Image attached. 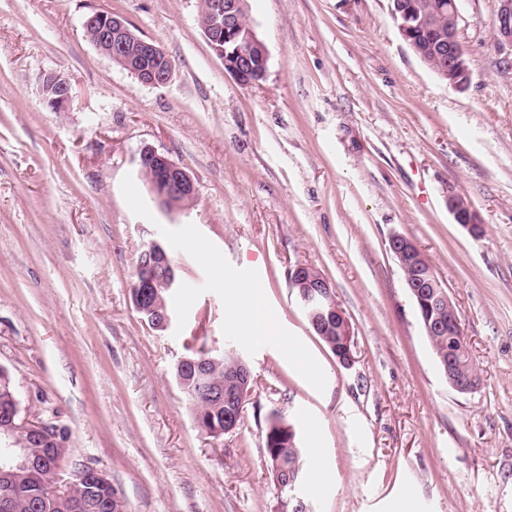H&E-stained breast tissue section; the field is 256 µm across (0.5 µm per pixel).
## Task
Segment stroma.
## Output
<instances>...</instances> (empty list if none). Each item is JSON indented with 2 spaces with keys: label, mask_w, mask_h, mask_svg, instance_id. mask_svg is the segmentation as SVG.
Returning a JSON list of instances; mask_svg holds the SVG:
<instances>
[{
  "label": "stroma",
  "mask_w": 512,
  "mask_h": 512,
  "mask_svg": "<svg viewBox=\"0 0 512 512\" xmlns=\"http://www.w3.org/2000/svg\"><path fill=\"white\" fill-rule=\"evenodd\" d=\"M202 0H0V367L22 415L67 434V472H105L127 512H275L271 415L320 450L313 512H512V57L491 45L495 0H462L466 90L402 39L389 0H249L265 79L224 70ZM125 18L172 60L140 83L84 32ZM71 87L53 109L43 81ZM150 146L196 181L160 209L137 175ZM465 196L483 222L450 215ZM414 240L460 318L480 384L441 374L392 234ZM169 246L180 286L158 332L132 300L136 259ZM304 263L333 286L355 362L341 367L288 286ZM254 290L271 334L228 322L225 279ZM317 369L309 379L284 343ZM226 350L254 382L243 421L214 440L173 368ZM446 202L448 211L453 216L455 223L466 229L470 235L476 236L474 225L483 223L470 202L454 192L448 194Z\"/></svg>",
  "instance_id": "35a3bbf8"
}]
</instances>
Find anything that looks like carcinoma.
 Segmentation results:
<instances>
[{"label":"carcinoma","mask_w":512,"mask_h":512,"mask_svg":"<svg viewBox=\"0 0 512 512\" xmlns=\"http://www.w3.org/2000/svg\"><path fill=\"white\" fill-rule=\"evenodd\" d=\"M424 12L434 16L437 30L448 32V18L435 15L442 0H414ZM441 373L453 370L456 375L479 383V375L469 355L462 352L465 336L448 331L427 335ZM196 367L174 369V378H182L181 387L194 402L197 428L213 439L224 436L226 418L242 414L234 401H218L210 396L212 387L224 381V375L235 364L231 356L219 357V363L209 362L211 355L200 350L188 355ZM19 404L15 384L9 373L0 369V456L16 453L12 461L0 459V512H126L125 502L104 474L91 475L73 488L54 489L59 465L70 455L64 430L49 424L46 434L37 438L15 430L10 412ZM264 448L271 471L286 479L294 472L304 476L303 449L293 427L272 416L264 436Z\"/></svg>","instance_id":"1"}]
</instances>
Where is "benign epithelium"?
<instances>
[{
	"label": "benign epithelium",
	"mask_w": 512,
	"mask_h": 512,
	"mask_svg": "<svg viewBox=\"0 0 512 512\" xmlns=\"http://www.w3.org/2000/svg\"><path fill=\"white\" fill-rule=\"evenodd\" d=\"M459 2L448 0V36H439L433 42L429 54L417 45L414 38L416 28L429 24L428 17L419 16L411 4L403 11L402 21L396 22V25L404 41L425 63L439 75L448 78V85L463 90L471 81V71L461 35ZM496 2L493 44L500 52H512V0ZM207 12L209 21L203 27V33L212 50L224 61L225 71L243 85L257 83L255 74L264 76L267 72V48L252 26H241L240 0H212ZM84 27L87 32L96 29V48L108 58L118 61L142 84L161 86L171 81L173 69L167 66L168 56L164 50L156 43L135 34L122 17H105L96 12L85 20ZM43 90L51 94L49 104L57 109L67 105L71 97L70 85L55 75L45 77ZM136 163L140 176L147 182L153 199L160 207L172 210L197 197V186L192 176L154 148H142ZM447 206L455 223L470 235H475L474 225L481 223V219L470 202L453 192L448 194ZM390 243L401 260L422 253L412 239L401 234L392 235ZM160 256H165V248L157 241L145 244L139 252V280L135 284L138 292L135 298L140 302L149 294V289L156 287L155 272ZM288 281L311 326H318L322 317L328 320L335 315L341 320L347 339L344 341L345 356L339 364L346 369L351 367L352 332L345 313L336 302L330 282L303 263L289 270ZM251 380L250 368L241 361L235 371L228 375L224 389H212L213 396L235 399L242 406L250 390Z\"/></svg>",
	"instance_id": "benign-epithelium-1"
}]
</instances>
